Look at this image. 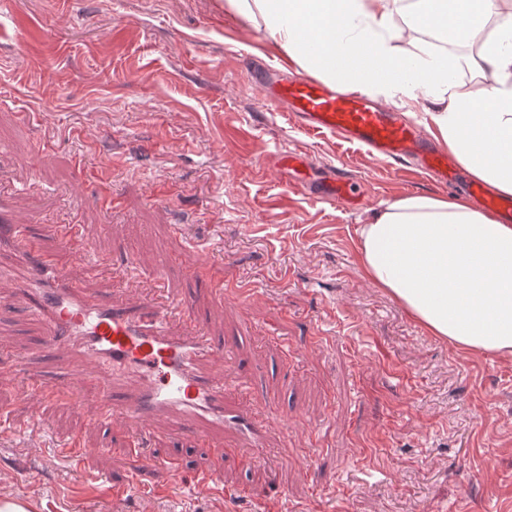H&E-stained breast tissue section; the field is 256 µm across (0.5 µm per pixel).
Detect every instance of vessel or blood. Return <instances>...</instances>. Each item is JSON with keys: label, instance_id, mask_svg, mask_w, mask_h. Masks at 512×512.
Masks as SVG:
<instances>
[{"label": "vessel or blood", "instance_id": "vessel-or-blood-1", "mask_svg": "<svg viewBox=\"0 0 512 512\" xmlns=\"http://www.w3.org/2000/svg\"><path fill=\"white\" fill-rule=\"evenodd\" d=\"M253 82L262 107L286 106L297 114L304 130L337 135L400 162L418 161L443 188L464 191L485 208L512 218L511 199L464 179L447 152L420 125L374 105L367 95L312 77L273 81L260 72ZM91 235L82 224H51L37 230L18 223L13 200L0 197V256L23 273L14 286L33 297L31 312L43 323L45 350L64 349L72 355L63 377L81 382L85 372L77 359L92 357L108 375L100 395L103 407L118 412L143 438H150L155 417L163 414L169 430L193 431L202 445L223 448L214 433L228 430L242 438L256 457H263L268 427L285 426L279 409L267 405L265 419L259 422L226 406V386L211 372L212 364L224 360V345L194 311L171 298L146 296L129 305L109 295L90 294L43 246L47 240L66 246L74 237ZM18 371L29 381L22 399L45 392L46 383L28 360L19 362Z\"/></svg>", "mask_w": 512, "mask_h": 512}]
</instances>
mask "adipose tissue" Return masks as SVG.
<instances>
[{"label": "adipose tissue", "mask_w": 512, "mask_h": 512, "mask_svg": "<svg viewBox=\"0 0 512 512\" xmlns=\"http://www.w3.org/2000/svg\"><path fill=\"white\" fill-rule=\"evenodd\" d=\"M226 0L279 52L331 85L404 108L425 101L449 151L478 181L512 195V0ZM478 44L463 91L430 45L403 31ZM368 278L429 334L469 352L512 356V225L464 199L411 195L360 227Z\"/></svg>", "instance_id": "obj_1"}]
</instances>
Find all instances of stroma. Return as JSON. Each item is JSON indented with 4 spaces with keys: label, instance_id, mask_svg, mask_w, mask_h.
I'll return each mask as SVG.
<instances>
[{
    "label": "stroma",
    "instance_id": "35a3bbf8",
    "mask_svg": "<svg viewBox=\"0 0 512 512\" xmlns=\"http://www.w3.org/2000/svg\"><path fill=\"white\" fill-rule=\"evenodd\" d=\"M272 62L284 59L265 31L224 0H0V195L22 220L96 226L69 247L44 243L94 293L138 301L155 266L205 250L204 273L171 264L169 294L228 344L215 377L258 379L256 394L232 387L227 403L259 419L277 401L288 418L264 463L242 447L217 456L188 432L146 445L106 416L90 358L89 384L21 402L16 361L49 372L67 355L44 350L31 298L0 279V501L22 488L30 512H512V357L427 334L365 276L357 249L386 202L442 188L262 108L252 73ZM291 151L307 166H279ZM335 174L355 194L322 201ZM96 193L120 195L122 210L104 218ZM119 245L137 276L73 263L84 250L106 263ZM217 280L255 294L222 300ZM35 415L40 455L25 431ZM71 436L90 451L79 476L54 449ZM146 453L178 464L149 499L131 481ZM203 469L219 472L223 496L190 483Z\"/></svg>",
    "mask_w": 512,
    "mask_h": 512
}]
</instances>
